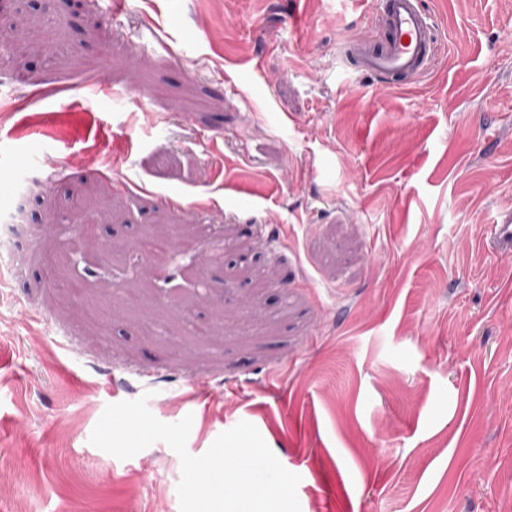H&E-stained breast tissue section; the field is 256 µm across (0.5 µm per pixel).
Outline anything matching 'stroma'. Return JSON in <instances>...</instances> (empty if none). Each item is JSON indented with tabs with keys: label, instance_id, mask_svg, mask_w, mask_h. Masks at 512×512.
Listing matches in <instances>:
<instances>
[{
	"label": "stroma",
	"instance_id": "obj_1",
	"mask_svg": "<svg viewBox=\"0 0 512 512\" xmlns=\"http://www.w3.org/2000/svg\"><path fill=\"white\" fill-rule=\"evenodd\" d=\"M112 2L0 0L57 47L0 59V512H180L166 443L90 442L142 396L195 456L253 424L301 512H512V0H422L400 87L345 59L381 0ZM161 224L208 262L127 290Z\"/></svg>",
	"mask_w": 512,
	"mask_h": 512
}]
</instances>
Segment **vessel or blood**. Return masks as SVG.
Returning <instances> with one entry per match:
<instances>
[{"label": "vessel or blood", "mask_w": 512, "mask_h": 512, "mask_svg": "<svg viewBox=\"0 0 512 512\" xmlns=\"http://www.w3.org/2000/svg\"><path fill=\"white\" fill-rule=\"evenodd\" d=\"M432 16L421 0H385L381 18L350 46L357 71L384 83L423 76L440 52Z\"/></svg>", "instance_id": "1"}]
</instances>
